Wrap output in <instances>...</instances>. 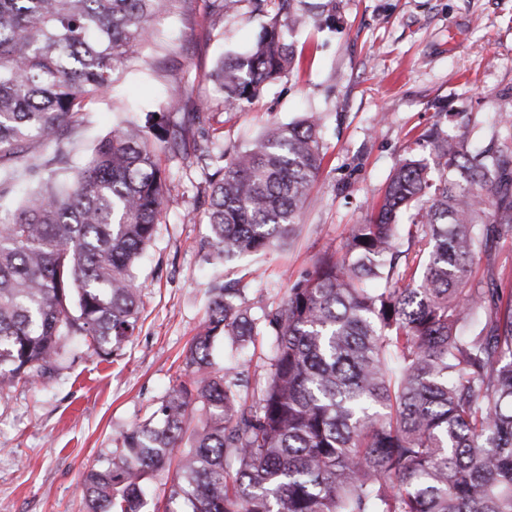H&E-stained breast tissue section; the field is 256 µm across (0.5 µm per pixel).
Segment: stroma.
Wrapping results in <instances>:
<instances>
[{"instance_id":"35a3bbf8","label":"stroma","mask_w":512,"mask_h":512,"mask_svg":"<svg viewBox=\"0 0 512 512\" xmlns=\"http://www.w3.org/2000/svg\"><path fill=\"white\" fill-rule=\"evenodd\" d=\"M261 24L249 0L224 17L209 0H180L153 24L111 94L91 104L88 125L65 138L91 149L117 124L170 108L178 92L206 99L209 134L229 149L273 124L323 113L324 168L295 237L262 259L209 264L201 248L206 161L161 154L168 203L136 270L139 329L104 359L68 341L52 377L0 391V512H85L84 472L187 379L185 353L204 329L215 277L239 283L249 304L277 307L316 255L366 223L402 160L432 161L417 143L426 130L478 150L512 138V0H341L297 35L298 68L225 111L205 76L220 58L250 50ZM490 270L496 288L512 292V234L491 235L477 256L475 277Z\"/></svg>"}]
</instances>
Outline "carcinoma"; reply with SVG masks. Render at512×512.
I'll return each mask as SVG.
<instances>
[{"mask_svg":"<svg viewBox=\"0 0 512 512\" xmlns=\"http://www.w3.org/2000/svg\"><path fill=\"white\" fill-rule=\"evenodd\" d=\"M176 0H0V389L55 371L65 341L105 357L139 327L135 270L166 203L159 154H188L169 112L111 130L68 163L63 132L138 54ZM268 23L254 49L206 75L227 110L296 64L287 34L303 0H250ZM322 116L275 125L244 150L219 144L205 172L215 261L268 255L294 233L324 159ZM53 143L56 154L15 160ZM430 168L404 159L374 213L315 259L282 304L236 302L217 282L207 324L156 409L83 476L87 512H144L154 473L176 464L163 512H512V294L475 280L485 196L512 233V150L436 132ZM419 245L398 266L399 220ZM272 337L262 378L215 367ZM202 412L178 458L192 411Z\"/></svg>","mask_w":512,"mask_h":512,"instance_id":"1","label":"carcinoma"}]
</instances>
